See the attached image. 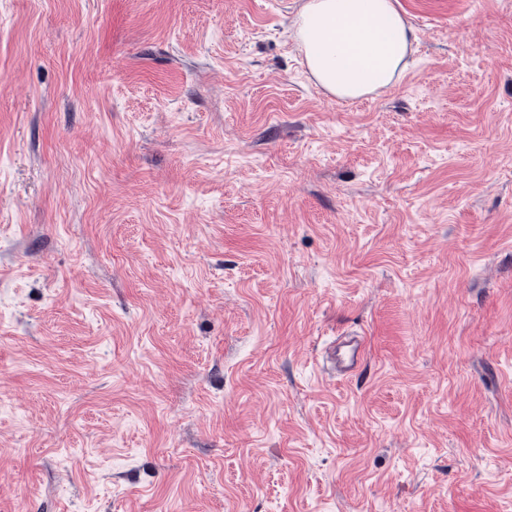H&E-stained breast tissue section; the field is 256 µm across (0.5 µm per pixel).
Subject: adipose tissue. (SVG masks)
Returning <instances> with one entry per match:
<instances>
[{"instance_id": "adipose-tissue-1", "label": "adipose tissue", "mask_w": 512, "mask_h": 512, "mask_svg": "<svg viewBox=\"0 0 512 512\" xmlns=\"http://www.w3.org/2000/svg\"><path fill=\"white\" fill-rule=\"evenodd\" d=\"M291 34L315 82L344 100L395 83L416 40L395 0H305Z\"/></svg>"}]
</instances>
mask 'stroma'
I'll use <instances>...</instances> for the list:
<instances>
[{
    "label": "stroma",
    "instance_id": "1",
    "mask_svg": "<svg viewBox=\"0 0 512 512\" xmlns=\"http://www.w3.org/2000/svg\"><path fill=\"white\" fill-rule=\"evenodd\" d=\"M302 4L0 0V512H512V0ZM396 3L306 0L290 31L315 82L344 100L395 83L416 41ZM333 364V374L343 379L355 377L366 360V350L363 339L355 334L338 336L330 352Z\"/></svg>",
    "mask_w": 512,
    "mask_h": 512
}]
</instances>
